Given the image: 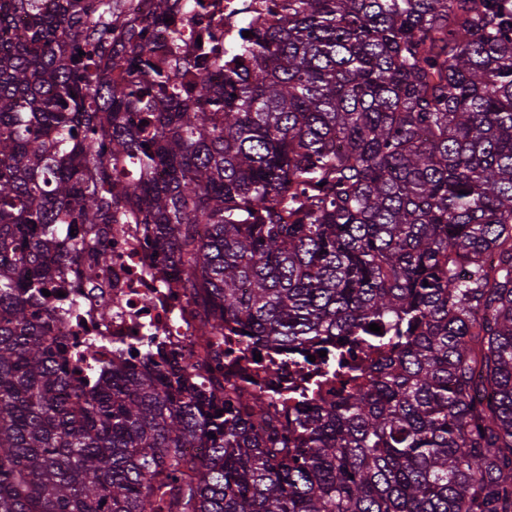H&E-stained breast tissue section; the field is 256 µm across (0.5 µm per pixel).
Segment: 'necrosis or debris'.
Returning a JSON list of instances; mask_svg holds the SVG:
<instances>
[{
    "instance_id": "1",
    "label": "necrosis or debris",
    "mask_w": 512,
    "mask_h": 512,
    "mask_svg": "<svg viewBox=\"0 0 512 512\" xmlns=\"http://www.w3.org/2000/svg\"><path fill=\"white\" fill-rule=\"evenodd\" d=\"M277 2L209 0L213 48L235 52L245 31L265 23ZM105 247L111 259L101 267L97 287H77L69 279L62 284L69 314L56 322L55 332L67 340L72 359L84 367H99L115 361L118 345L144 350L159 346L185 366L188 384L197 386L226 373L223 345L199 336L204 312L184 293L170 288L173 269L154 256L144 225H113ZM231 345L245 356L242 381L257 393L273 385L303 389V378L312 371L311 366H295L273 352L266 353L261 364L247 361L250 343L241 336L232 337Z\"/></svg>"
}]
</instances>
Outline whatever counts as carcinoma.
I'll return each instance as SVG.
<instances>
[{"label":"carcinoma","instance_id":"obj_1","mask_svg":"<svg viewBox=\"0 0 512 512\" xmlns=\"http://www.w3.org/2000/svg\"><path fill=\"white\" fill-rule=\"evenodd\" d=\"M150 2L0 0V512H512V0H286L227 63ZM114 224L336 399L79 374L42 290Z\"/></svg>","mask_w":512,"mask_h":512}]
</instances>
